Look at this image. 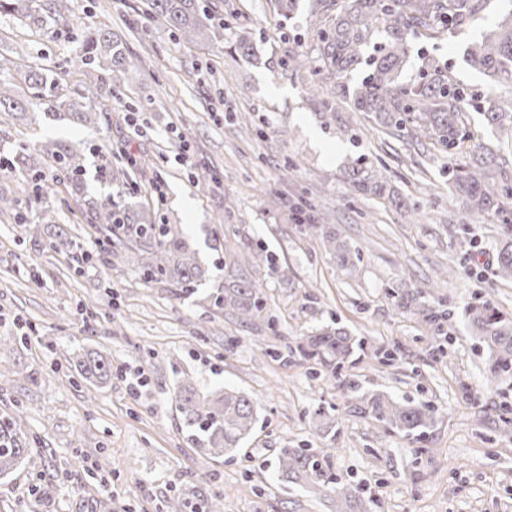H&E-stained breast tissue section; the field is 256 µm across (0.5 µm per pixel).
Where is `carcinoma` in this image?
<instances>
[{"label":"carcinoma","instance_id":"obj_1","mask_svg":"<svg viewBox=\"0 0 512 512\" xmlns=\"http://www.w3.org/2000/svg\"><path fill=\"white\" fill-rule=\"evenodd\" d=\"M275 16L290 20L298 12L300 0H270ZM484 0H310L309 22L317 25L328 19L318 32L317 56L304 51L288 54L285 65L290 69H318L343 86V79L361 66L367 76L353 96V111L364 112L367 118L386 134L402 136L417 142L425 139L448 158V187L468 201L477 215H487L499 223L501 241L496 249L493 275L512 280V211L504 208V199L512 198V184L503 171L506 160L474 141L466 131L462 116L471 107L482 114L488 125L501 134L512 136V98L493 101L489 95L470 92L460 86L441 66L415 48L419 36L436 39L462 27H471L481 17ZM71 11L68 0H46L45 12L56 22H67ZM6 14L32 24L39 22L30 9L29 0H0V15ZM146 15L161 18L166 27L186 42H205L213 35L207 23L208 9L201 0H149ZM511 20L480 35L466 53L468 65L487 77L512 81V10ZM421 61L415 78L405 83L401 73L411 55ZM128 62L121 38L109 29L88 27L81 54L73 57L70 66L81 69L95 65L117 82ZM25 74L31 97L22 102L15 98L12 84L0 79V112L23 119L27 109L35 107L51 113L68 111L78 124L96 127L98 112L92 102L98 89L87 87L82 99L62 100L47 92L49 78L31 66L25 58H0V73ZM57 165L59 181L72 189L77 209L98 225L101 243L107 253L123 246L138 251L136 273L145 283H168L181 295H193L198 286L209 280V269L203 267L189 240L175 224H157L148 209H135L127 192L111 190L95 199L82 195L85 172L82 155L68 145L55 143L42 149ZM19 173L31 185L30 217L16 213L18 227L38 239L41 225L55 223V213L39 209L45 195L41 185V162L34 159L26 146L15 153ZM353 190L364 196L382 198L385 184L378 177L363 174L359 167L348 173ZM304 232L321 238L338 269L353 265L360 258L359 250L351 248L330 229L328 219L317 212L303 224ZM50 245L56 250L77 251L81 244L61 227L53 232ZM243 251L224 272V284L212 294L213 305L233 312L240 320H255L262 306L260 283L253 277L259 265L269 270L275 260L255 244L245 243ZM421 290L400 297L398 306L421 316L437 333L444 332L448 314L419 301ZM469 328L479 347L486 353L484 375L490 387L504 379H512V315L496 308L487 298H477L466 308ZM361 347L341 327L318 326L302 337L296 352L300 359L314 361L331 377L341 374L355 349ZM77 375L92 383L112 380V361L96 351H86L73 363ZM175 402L184 419L192 444L214 458L236 455L244 439L254 430L258 412L254 401L237 390L219 389L203 393L188 378L175 387ZM355 409L381 424L385 431L402 432L407 436L425 435L433 422L434 411L427 406L404 404L383 392L375 391L357 398ZM29 438L20 428L17 417L0 415V476L19 466L30 455ZM335 449L282 448L277 466L281 478L317 493L329 491L336 504L335 512H370L372 500L364 497L357 485L341 483L332 471L331 457ZM36 505L50 508L53 485L40 478L33 485Z\"/></svg>","mask_w":512,"mask_h":512}]
</instances>
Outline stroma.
I'll return each instance as SVG.
<instances>
[{"mask_svg":"<svg viewBox=\"0 0 512 512\" xmlns=\"http://www.w3.org/2000/svg\"><path fill=\"white\" fill-rule=\"evenodd\" d=\"M212 3L215 36L197 44L157 22L148 37L131 34L146 0H75L72 20L40 27L0 16V55L20 54L46 70L66 99L98 83L101 114L95 130L42 114L32 123L0 115V159H12L22 138L81 148L87 195L107 192L97 165L129 170L134 200L177 225L205 263L246 241L276 258L275 270L257 274L263 315L245 324L210 302L222 271L184 299L167 284L142 285L131 251L81 265L72 253L21 238L13 217L1 215L0 413L20 407L33 444L27 463L0 479V512H18L40 475L55 485L52 512H96L103 480L120 490L112 512H166L177 496L193 512H209L217 496L224 512H333L330 496L284 483L276 467L280 448L331 443L337 478L360 486L375 502L371 512H512V425L499 411L512 406V380L486 387L484 353L464 317L484 293L512 313V281L493 275L497 225L449 190L448 161L430 145L388 136L352 111L363 72L337 91L336 120L324 122L309 92L323 75L283 65L294 47L316 52L306 11L294 19L303 35L297 44L275 27L269 0ZM88 23L127 45L119 85L101 69L69 66ZM242 26L256 47L249 59L232 48ZM478 30L425 47L453 80L511 96V86L465 62ZM291 164L294 175L284 176ZM355 164L376 171L392 200L355 195L345 175ZM228 197L236 208L221 226L215 217ZM302 197L360 250L350 271H337L320 238L295 224L291 207ZM397 199L404 208L394 207ZM46 204L84 248H96L97 231L62 183ZM413 207L423 220H412ZM469 251L474 260L460 270ZM444 268L450 276L426 288ZM420 288L427 304L448 314L440 341L397 307L399 294ZM331 321L362 341L345 366L358 384L434 409L422 439L385 433L349 412L348 393L318 365L283 356L284 346ZM84 348L111 359L119 375L102 386L81 381L70 361ZM385 348L396 354L392 363L381 359ZM185 376L201 391L238 389L257 401L259 421L234 459L211 458L187 440L173 393ZM319 410L334 419L335 439L312 424Z\"/></svg>","mask_w":512,"mask_h":512,"instance_id":"obj_1","label":"stroma"}]
</instances>
